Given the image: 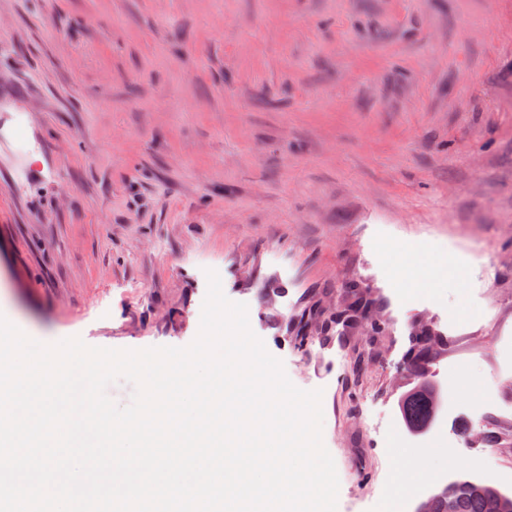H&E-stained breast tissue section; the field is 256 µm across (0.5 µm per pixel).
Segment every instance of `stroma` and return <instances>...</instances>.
<instances>
[{
  "label": "stroma",
  "mask_w": 512,
  "mask_h": 512,
  "mask_svg": "<svg viewBox=\"0 0 512 512\" xmlns=\"http://www.w3.org/2000/svg\"><path fill=\"white\" fill-rule=\"evenodd\" d=\"M210 269L322 390L337 512L420 458L511 466L512 0H0V298L49 343L185 347ZM353 283L382 335L318 323ZM425 329L452 412L395 448Z\"/></svg>",
  "instance_id": "obj_1"
}]
</instances>
